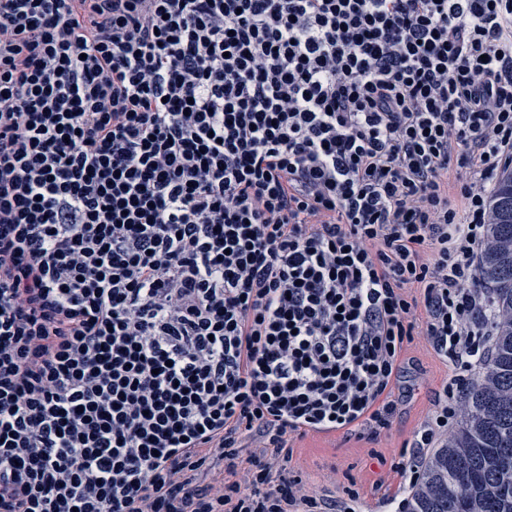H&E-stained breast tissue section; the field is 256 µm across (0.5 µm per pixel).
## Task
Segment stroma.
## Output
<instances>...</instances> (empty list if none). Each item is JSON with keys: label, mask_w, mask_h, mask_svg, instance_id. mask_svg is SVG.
I'll return each instance as SVG.
<instances>
[{"label": "stroma", "mask_w": 512, "mask_h": 512, "mask_svg": "<svg viewBox=\"0 0 512 512\" xmlns=\"http://www.w3.org/2000/svg\"><path fill=\"white\" fill-rule=\"evenodd\" d=\"M406 355L421 371L414 397L404 414L378 441L344 439L340 433L308 434L294 443L289 463L322 493L337 496L354 485V512H390L391 498L401 497L403 481L396 469L406 441L426 419L436 393L451 370L422 338L409 344Z\"/></svg>", "instance_id": "stroma-1"}]
</instances>
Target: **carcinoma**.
<instances>
[{"instance_id": "obj_1", "label": "carcinoma", "mask_w": 512, "mask_h": 512, "mask_svg": "<svg viewBox=\"0 0 512 512\" xmlns=\"http://www.w3.org/2000/svg\"><path fill=\"white\" fill-rule=\"evenodd\" d=\"M489 214L480 277L498 313L494 354L426 461L409 512H512V168L500 174Z\"/></svg>"}]
</instances>
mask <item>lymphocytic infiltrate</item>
Returning a JSON list of instances; mask_svg holds the SVG:
<instances>
[{
	"mask_svg": "<svg viewBox=\"0 0 512 512\" xmlns=\"http://www.w3.org/2000/svg\"><path fill=\"white\" fill-rule=\"evenodd\" d=\"M512 0H0V512H351L294 439L491 356Z\"/></svg>",
	"mask_w": 512,
	"mask_h": 512,
	"instance_id": "1",
	"label": "lymphocytic infiltrate"
}]
</instances>
